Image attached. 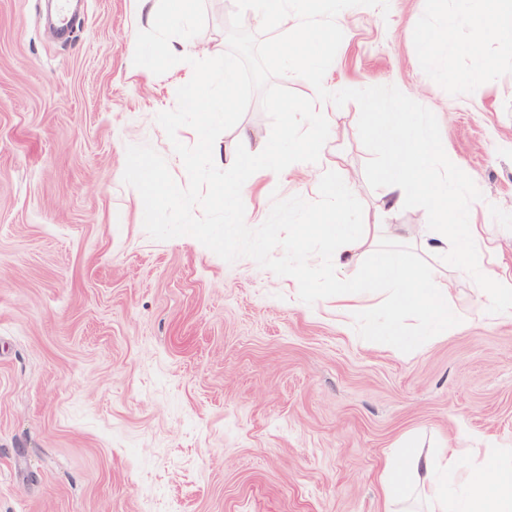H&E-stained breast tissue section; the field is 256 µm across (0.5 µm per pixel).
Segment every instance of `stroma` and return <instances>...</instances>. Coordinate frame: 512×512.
Returning a JSON list of instances; mask_svg holds the SVG:
<instances>
[{
  "label": "stroma",
  "instance_id": "35a3bbf8",
  "mask_svg": "<svg viewBox=\"0 0 512 512\" xmlns=\"http://www.w3.org/2000/svg\"><path fill=\"white\" fill-rule=\"evenodd\" d=\"M48 0H0V512H383L381 476L398 442L422 450L481 439L512 448V320L472 274L402 244L409 264L446 277L470 320L396 352L364 339L363 315L337 321L298 298V283L242 257L229 263L191 236L159 241L123 181L126 148L147 144L180 185L188 177L157 123L191 73L133 63L152 21L140 0H80L55 38ZM191 57L228 49L233 0H205ZM434 0H390L337 17L344 37L324 82L393 85L437 117L448 158L482 200L468 245L479 266L512 271V53L485 39L490 81L426 66L419 39ZM320 168L252 175L248 227L273 198L319 197L340 170L352 212L422 224L425 196L384 209L386 159L357 103L325 102ZM253 96L218 141L268 140Z\"/></svg>",
  "mask_w": 512,
  "mask_h": 512
}]
</instances>
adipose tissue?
<instances>
[{
	"label": "adipose tissue",
	"mask_w": 512,
	"mask_h": 512,
	"mask_svg": "<svg viewBox=\"0 0 512 512\" xmlns=\"http://www.w3.org/2000/svg\"><path fill=\"white\" fill-rule=\"evenodd\" d=\"M436 3L442 22L425 31L419 43L422 58L431 67L445 71L457 55L466 54L473 61L470 79L487 81L493 64L484 53L481 38L491 35L501 47L512 49V0H468L467 8L460 11L449 9L447 0ZM463 28L473 31V39H459ZM363 117L377 147L389 159L379 178L385 204L397 208L408 190L423 193L433 203L434 225L426 231L415 224L398 225V239H417L426 251L444 253L449 240L478 236L473 214L462 205L456 189L431 180V164L439 152L432 131L423 124H409L406 113L382 112L371 104ZM381 229L377 220L366 216L354 222L342 210L316 227L340 268L349 266L359 250L373 244ZM335 288L337 315H350L360 303L370 302L371 318L364 326L365 335L396 351L414 348L418 340L402 330L396 319L385 316L383 300L419 311L434 336L444 335L465 319L448 301L447 282L415 272L404 253L396 249L381 251L374 271L353 282L337 281ZM405 454V463L388 466L382 479L385 498L401 504V512H416L403 497L410 485L419 488L426 505L424 512H512V448L477 444L424 452L409 446Z\"/></svg>",
	"instance_id": "ef3b65f1"
}]
</instances>
